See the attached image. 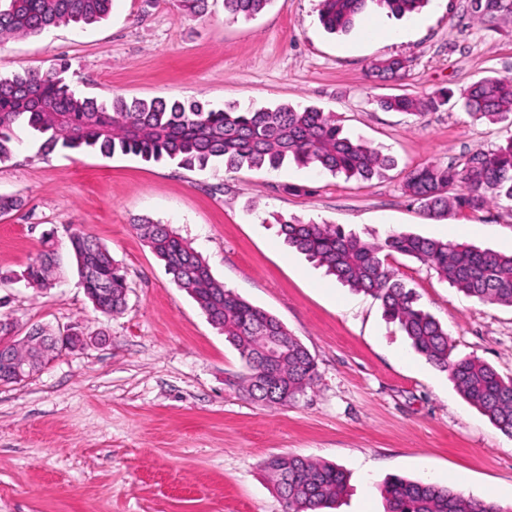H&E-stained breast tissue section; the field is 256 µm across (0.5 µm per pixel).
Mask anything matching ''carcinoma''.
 Masks as SVG:
<instances>
[{
	"instance_id": "cac0c4a2",
	"label": "carcinoma",
	"mask_w": 512,
	"mask_h": 512,
	"mask_svg": "<svg viewBox=\"0 0 512 512\" xmlns=\"http://www.w3.org/2000/svg\"><path fill=\"white\" fill-rule=\"evenodd\" d=\"M271 0H224V12L251 18ZM425 0H319V21L331 32L350 30L366 11L392 15L418 11ZM112 0H0V43L10 36H38L61 25H91L104 19ZM406 58L375 61L370 74L403 79ZM64 70L0 77V160L12 153L16 128L26 126L44 138L48 151H74L111 157L133 155L146 163L172 161L203 170L215 162L227 169L276 170L288 160L347 179L371 181L394 165L361 139L347 135L331 113L288 105L215 109L197 100L152 98L110 101L90 97L71 85ZM477 120L512 121V80L487 76L456 93L437 90L426 102L407 94L380 102L383 109L418 113L440 110L450 101ZM480 159L463 165L429 164L406 176L404 193L430 218L450 211L477 213L501 201L512 203V138ZM276 223L288 246L335 276L337 281L381 302L385 316L398 323L416 353L448 373L458 391L505 434L512 436V378L474 358L452 356L448 330L424 311L417 295L395 278L386 257L397 253L433 269L452 287L480 303L512 307V255L473 245L392 233L367 242L333 224L279 216ZM134 229L164 263L171 281L186 291L224 340L239 353L244 373L237 387L262 406L286 405L303 394L315 374L314 358L275 316L250 304L216 280L206 260L176 231L145 220ZM52 237L21 277L31 288L48 290L60 276ZM70 261L89 299H112L106 314L126 307L127 282L121 266L96 238L76 228L68 234ZM288 337L275 361H264L266 345ZM286 512H320L344 492L346 478L335 466L285 454L264 462ZM386 512H512L450 487L392 478L383 491Z\"/></svg>"
}]
</instances>
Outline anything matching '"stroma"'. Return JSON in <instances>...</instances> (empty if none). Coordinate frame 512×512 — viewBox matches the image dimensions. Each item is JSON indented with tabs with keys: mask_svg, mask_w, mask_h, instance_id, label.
Returning <instances> with one entry per match:
<instances>
[{
	"mask_svg": "<svg viewBox=\"0 0 512 512\" xmlns=\"http://www.w3.org/2000/svg\"><path fill=\"white\" fill-rule=\"evenodd\" d=\"M318 0H273L228 19L224 0L203 17L179 0H112L104 20L60 26L0 45V74L64 62L79 89L101 100L199 98L216 106H312L395 157L369 182L293 163L276 171L187 170L64 152L44 154L30 130L0 161V311L20 326H74L105 341L60 353L19 383L0 385V512H284L263 468L297 454L338 465L347 489L327 512H383L391 476L490 490L512 506V437L502 433L411 348L379 300L338 283L293 248L275 214L336 224L370 242L393 232L512 253V204L428 219L403 190L406 174L461 164L512 137V124L473 120L460 107L387 112L382 98L420 99L486 76L512 78V14L479 16L470 0H428L396 18L368 12L328 33ZM397 33L383 43L377 30ZM412 66L397 82L369 75L380 58ZM169 225L225 287L280 319L311 353L313 383L275 408L245 399L232 381L238 351L193 299L171 283L137 234L138 219ZM104 244L126 272L127 305L106 316L73 269L50 290L20 275L46 233L67 227ZM396 278L447 328L457 357L512 377V308L481 304L415 259L387 258Z\"/></svg>",
	"mask_w": 512,
	"mask_h": 512,
	"instance_id": "35a3bbf8",
	"label": "stroma"
}]
</instances>
